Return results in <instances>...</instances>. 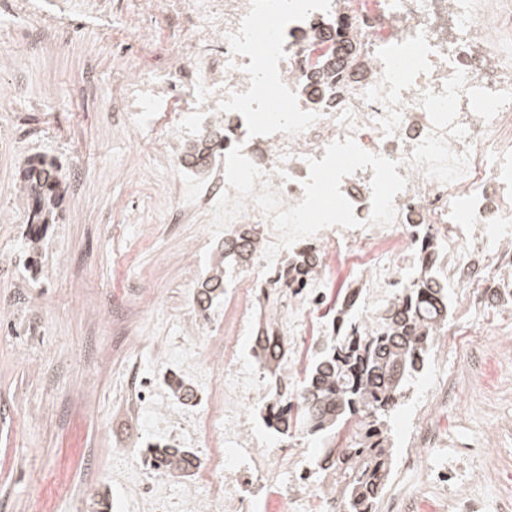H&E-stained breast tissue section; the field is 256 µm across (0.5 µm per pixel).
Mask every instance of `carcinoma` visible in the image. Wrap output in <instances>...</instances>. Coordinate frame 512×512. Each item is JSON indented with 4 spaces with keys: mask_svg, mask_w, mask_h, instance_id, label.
Masks as SVG:
<instances>
[{
    "mask_svg": "<svg viewBox=\"0 0 512 512\" xmlns=\"http://www.w3.org/2000/svg\"><path fill=\"white\" fill-rule=\"evenodd\" d=\"M224 142V126L217 127L209 144L189 155L185 163L203 169L214 147ZM20 182L31 201L30 241L39 242L52 223L62 183L61 167L55 161L29 162L20 171ZM257 248L255 234L243 228L224 239L221 260L202 281L195 296L197 306L211 307L224 294L225 274L245 271ZM316 267V248L309 245L293 254L280 272L282 279L309 274ZM448 317V291L429 273L403 289L400 298L380 319L378 327L365 331L354 321L342 324L340 335L331 336L319 358L310 366L297 390L310 419V429L334 457L329 467L331 488L342 502V512H375L390 477L388 420L396 410L407 383L424 366L437 324L420 319L423 308ZM273 337H254L256 361L269 374L280 367L279 347ZM285 402L269 407L266 426L288 437ZM360 429L358 449L333 451L336 432L350 422ZM149 464L168 474L184 475L196 467L194 454L183 448H148Z\"/></svg>",
    "mask_w": 512,
    "mask_h": 512,
    "instance_id": "cac0c4a2",
    "label": "carcinoma"
}]
</instances>
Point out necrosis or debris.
Wrapping results in <instances>:
<instances>
[{
	"mask_svg": "<svg viewBox=\"0 0 512 512\" xmlns=\"http://www.w3.org/2000/svg\"><path fill=\"white\" fill-rule=\"evenodd\" d=\"M168 0L181 28L170 61L134 80L120 108L134 123L172 97L183 115L165 124L148 146L173 160L175 213L212 211L227 190L222 170L188 168L183 154L216 124L224 146L267 175L285 205L304 196L308 158L352 137L364 150L397 161L407 185L394 198L391 225L373 226L372 169L343 178L341 190L361 227H330L314 235L315 273L286 283L287 305L267 304L266 260L233 287L232 325L211 374L197 369V340L183 337L167 354L195 387L220 386V404L157 410L151 379L134 376L157 446L202 447V461L176 490L138 474L117 473L134 512H340L326 481L308 465L311 440L297 383L345 312L371 330L383 306L410 282L437 271L468 302H512V0ZM344 20L356 50L342 76L331 72L342 45L327 29ZM321 73L312 90L308 80ZM342 267L345 295L329 302V273ZM282 344L276 382L245 356L263 329ZM287 399L290 438H260L256 408ZM451 387L427 389L412 419L405 473L421 475L410 493L380 500L379 512H417L428 492L437 512H488L472 484L480 460L466 443L447 448L434 424L436 409L456 402ZM441 449L438 463L424 450Z\"/></svg>",
	"mask_w": 512,
	"mask_h": 512,
	"instance_id": "1",
	"label": "necrosis or debris"
}]
</instances>
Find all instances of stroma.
<instances>
[{
    "mask_svg": "<svg viewBox=\"0 0 512 512\" xmlns=\"http://www.w3.org/2000/svg\"><path fill=\"white\" fill-rule=\"evenodd\" d=\"M164 0H0V512H92L108 498L121 512L115 460L151 480L149 442L122 385L131 361L155 379L158 406L175 409L164 357L187 296L208 276L221 245L202 218L164 221L172 164L145 146V127L114 116L132 77L164 59L177 28ZM41 22L55 51L30 50ZM95 60L99 86L82 80ZM42 157L84 175L64 191L38 254L17 186L24 160ZM471 335L426 364L418 389L445 378L459 405L435 415L447 439L466 431L488 447L512 428V308L474 310ZM493 328L497 349L476 345ZM490 512L512 501V454L480 468Z\"/></svg>",
    "mask_w": 512,
    "mask_h": 512,
    "instance_id": "35a3bbf8",
    "label": "stroma"
}]
</instances>
